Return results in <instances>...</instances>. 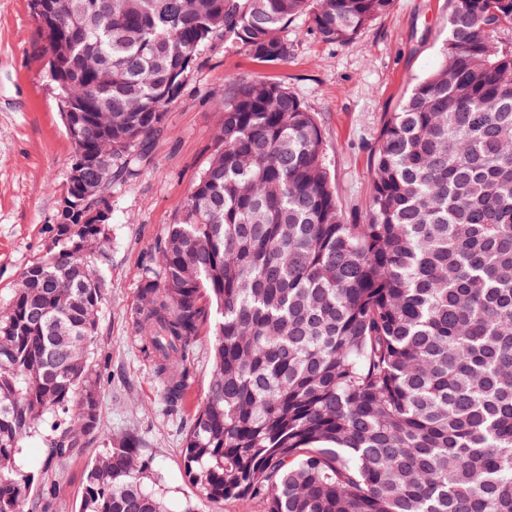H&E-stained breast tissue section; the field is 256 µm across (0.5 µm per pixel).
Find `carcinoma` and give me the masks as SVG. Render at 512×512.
Returning <instances> with one entry per match:
<instances>
[{
    "label": "carcinoma",
    "instance_id": "obj_1",
    "mask_svg": "<svg viewBox=\"0 0 512 512\" xmlns=\"http://www.w3.org/2000/svg\"><path fill=\"white\" fill-rule=\"evenodd\" d=\"M50 71L74 153L164 132L199 52L223 37L266 63L307 15L349 42L393 0H54ZM440 61L386 115L363 222L345 221L321 127L286 86L234 85L208 165L143 271L133 325L171 406L200 501L266 512H512V0H449ZM0 311V512H38L21 442L66 461L98 440L77 512H168L130 435L101 431L93 365L108 238L58 224ZM211 342L204 397L190 359Z\"/></svg>",
    "mask_w": 512,
    "mask_h": 512
}]
</instances>
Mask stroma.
<instances>
[{"label":"stroma","instance_id":"35a3bbf8","mask_svg":"<svg viewBox=\"0 0 512 512\" xmlns=\"http://www.w3.org/2000/svg\"><path fill=\"white\" fill-rule=\"evenodd\" d=\"M448 31V0H394L347 43H328L308 17L284 36L288 59L261 63L221 39L203 48L180 97L165 109V131L136 175L112 188L108 283L99 313L97 364L101 428L132 434L139 453L162 476L175 508L195 502L181 463L192 409L171 407L141 351L132 314L141 303V277L156 243L175 223L209 158L231 91L226 78L261 77L284 84L314 112L326 162L348 223L361 221L372 193V152L387 113L397 111L414 82L436 66ZM74 157L58 111L44 43L29 0H0V308L6 307L26 267L48 243ZM93 443L65 462L47 455L42 437L25 440L23 454L44 485L47 512H73Z\"/></svg>","mask_w":512,"mask_h":512}]
</instances>
